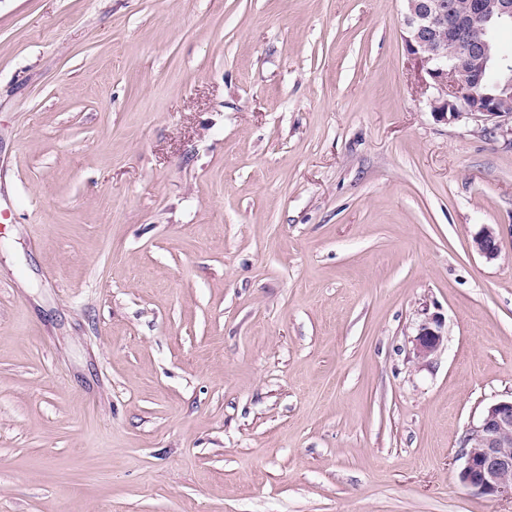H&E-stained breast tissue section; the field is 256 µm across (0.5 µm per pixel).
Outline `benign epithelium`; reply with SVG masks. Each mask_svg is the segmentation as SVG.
Here are the masks:
<instances>
[{
	"mask_svg": "<svg viewBox=\"0 0 512 512\" xmlns=\"http://www.w3.org/2000/svg\"><path fill=\"white\" fill-rule=\"evenodd\" d=\"M403 40L434 89L429 105L437 120L452 123L463 118L493 124L512 141V99L478 94L492 66L511 71L512 64L493 50L494 27L512 24V0H403ZM473 247L486 261L500 256L496 230L484 226ZM446 338L444 322L433 316L421 323L413 339L416 359L425 360ZM460 483L490 499L512 498V399L488 406L466 433Z\"/></svg>",
	"mask_w": 512,
	"mask_h": 512,
	"instance_id": "1",
	"label": "benign epithelium"
}]
</instances>
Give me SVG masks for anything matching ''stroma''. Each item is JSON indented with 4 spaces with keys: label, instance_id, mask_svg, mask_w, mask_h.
<instances>
[{
    "label": "stroma",
    "instance_id": "stroma-1",
    "mask_svg": "<svg viewBox=\"0 0 512 512\" xmlns=\"http://www.w3.org/2000/svg\"><path fill=\"white\" fill-rule=\"evenodd\" d=\"M402 13L0 0V512H512V144ZM473 247L486 261L497 260L500 250L496 230L490 226L482 227L473 238ZM444 322L439 316H432L421 323L413 339V352L416 359L425 360L440 349L446 338ZM465 438L460 483L483 497L512 498V398L488 406Z\"/></svg>",
    "mask_w": 512,
    "mask_h": 512
}]
</instances>
